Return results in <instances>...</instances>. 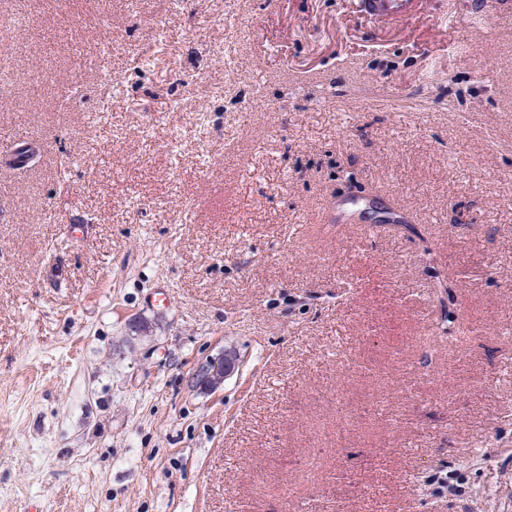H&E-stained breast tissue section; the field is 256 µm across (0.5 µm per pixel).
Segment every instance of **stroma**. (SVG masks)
<instances>
[{"mask_svg":"<svg viewBox=\"0 0 512 512\" xmlns=\"http://www.w3.org/2000/svg\"><path fill=\"white\" fill-rule=\"evenodd\" d=\"M42 2L0 0V512H512V0ZM404 0H362V7L366 14L385 18L396 15L402 10ZM239 364V352L231 347L224 348L215 357L198 362L189 376L190 387L199 393H214L224 386V381Z\"/></svg>","mask_w":512,"mask_h":512,"instance_id":"stroma-1","label":"stroma"}]
</instances>
